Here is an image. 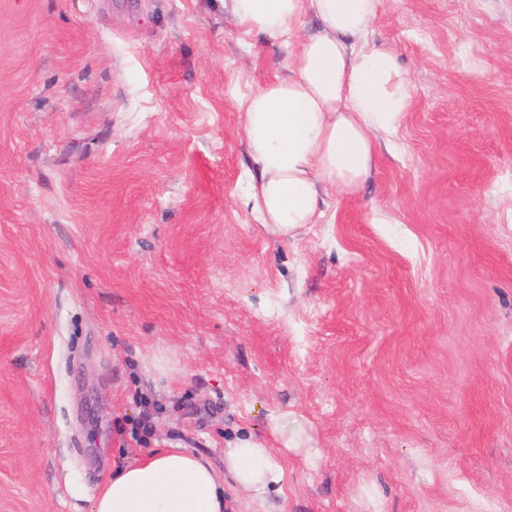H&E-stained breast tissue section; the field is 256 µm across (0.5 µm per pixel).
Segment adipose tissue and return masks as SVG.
Wrapping results in <instances>:
<instances>
[{"label":"adipose tissue","instance_id":"adipose-tissue-1","mask_svg":"<svg viewBox=\"0 0 512 512\" xmlns=\"http://www.w3.org/2000/svg\"><path fill=\"white\" fill-rule=\"evenodd\" d=\"M382 0H233L247 30L288 45V73L248 96L240 120L252 168L248 200L261 224L296 236L327 199L353 195L370 178L379 138L392 136L411 101L395 51L362 38ZM317 27L307 31L308 20ZM284 471L273 449L229 443L224 468L162 448L103 483L93 512H224V482L268 502Z\"/></svg>","mask_w":512,"mask_h":512}]
</instances>
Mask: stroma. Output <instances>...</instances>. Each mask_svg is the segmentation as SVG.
Segmentation results:
<instances>
[{"mask_svg": "<svg viewBox=\"0 0 512 512\" xmlns=\"http://www.w3.org/2000/svg\"><path fill=\"white\" fill-rule=\"evenodd\" d=\"M365 41L411 106L285 239L239 120L280 40L231 0H0V512L280 415V512H512V0H382Z\"/></svg>", "mask_w": 512, "mask_h": 512, "instance_id": "stroma-1", "label": "stroma"}]
</instances>
